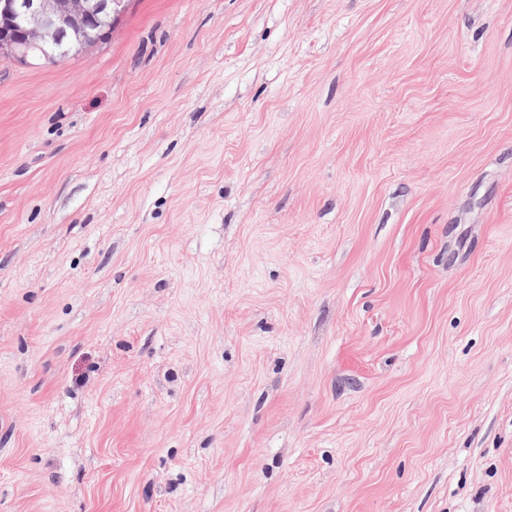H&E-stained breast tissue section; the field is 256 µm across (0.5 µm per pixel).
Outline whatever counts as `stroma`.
I'll use <instances>...</instances> for the list:
<instances>
[{
	"instance_id": "stroma-1",
	"label": "stroma",
	"mask_w": 512,
	"mask_h": 512,
	"mask_svg": "<svg viewBox=\"0 0 512 512\" xmlns=\"http://www.w3.org/2000/svg\"><path fill=\"white\" fill-rule=\"evenodd\" d=\"M0 512H512V0L0 57Z\"/></svg>"
}]
</instances>
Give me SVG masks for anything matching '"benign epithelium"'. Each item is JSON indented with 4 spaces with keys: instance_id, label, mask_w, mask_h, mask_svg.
I'll use <instances>...</instances> for the list:
<instances>
[{
    "instance_id": "benign-epithelium-1",
    "label": "benign epithelium",
    "mask_w": 512,
    "mask_h": 512,
    "mask_svg": "<svg viewBox=\"0 0 512 512\" xmlns=\"http://www.w3.org/2000/svg\"><path fill=\"white\" fill-rule=\"evenodd\" d=\"M122 7L123 0H9L0 10V57H73L91 46L87 20Z\"/></svg>"
}]
</instances>
